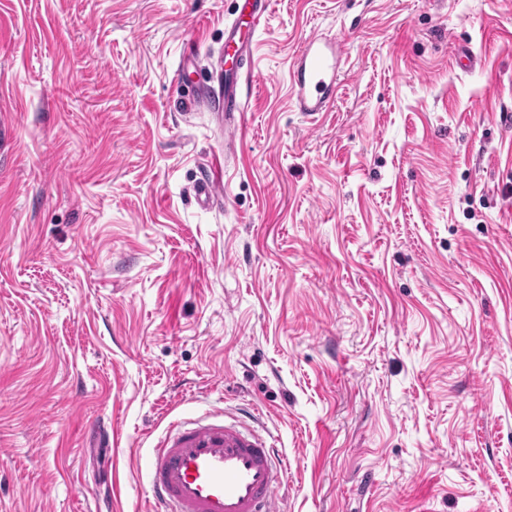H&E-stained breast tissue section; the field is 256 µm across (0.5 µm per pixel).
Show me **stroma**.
I'll return each mask as SVG.
<instances>
[{
	"label": "stroma",
	"instance_id": "35a3bbf8",
	"mask_svg": "<svg viewBox=\"0 0 512 512\" xmlns=\"http://www.w3.org/2000/svg\"><path fill=\"white\" fill-rule=\"evenodd\" d=\"M242 3L0 0V512H153L218 407L276 436L281 512H512V0H271L231 132ZM349 46L323 34L308 37L289 65L296 105L313 115L327 111L336 96V87L346 73ZM269 80V76L262 71L255 70L254 68L247 67L244 77V83L246 84L245 94L242 88L235 78L230 84L224 86V101L227 100V105L224 107V128L236 130L240 126V122H237L235 112H246V100L249 93L262 83ZM229 103L231 105L229 106ZM211 174L201 181L195 190L199 202L206 206L221 194L223 187V164L220 160L212 163Z\"/></svg>",
	"mask_w": 512,
	"mask_h": 512
}]
</instances>
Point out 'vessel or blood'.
<instances>
[{"instance_id": "vessel-or-blood-1", "label": "vessel or blood", "mask_w": 512, "mask_h": 512, "mask_svg": "<svg viewBox=\"0 0 512 512\" xmlns=\"http://www.w3.org/2000/svg\"><path fill=\"white\" fill-rule=\"evenodd\" d=\"M247 23H229L227 43L241 60H250L252 34L265 23L270 0H251ZM349 46L316 34L308 37L290 66L296 105L307 114L327 111L346 73ZM267 74L248 67L243 81L224 87L228 105L224 126L238 127L246 93L265 83ZM223 164L213 162L210 175L196 188L209 204L223 187ZM286 472L273 444L261 434L221 420L175 422L152 452L149 484L156 512H280L276 491Z\"/></svg>"}]
</instances>
